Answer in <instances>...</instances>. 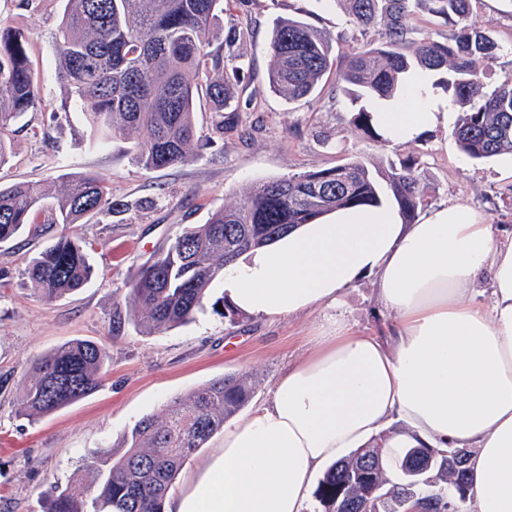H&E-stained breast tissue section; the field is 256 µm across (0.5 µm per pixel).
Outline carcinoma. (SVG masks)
<instances>
[{
    "label": "carcinoma",
    "mask_w": 512,
    "mask_h": 512,
    "mask_svg": "<svg viewBox=\"0 0 512 512\" xmlns=\"http://www.w3.org/2000/svg\"><path fill=\"white\" fill-rule=\"evenodd\" d=\"M54 37L58 76L83 108L90 142L111 136L132 141L133 162L145 169L184 165L196 158L193 120L196 99L205 95L226 110L233 87L224 76L223 56L210 49L209 33L223 0H64ZM352 27L378 32L336 72V90L354 102L391 100L407 74L425 69L434 87L462 110L454 135L460 151L475 161L512 155L511 55L470 19L480 0H339ZM426 13L444 20L448 33L425 36L414 24ZM264 82L295 102L314 93L335 60L330 37L296 19H285L270 39ZM508 70L493 83L488 69ZM38 100L34 70L23 33L0 24V165L11 153L7 138L15 121ZM389 189L405 223L431 204L419 159L408 156L387 174ZM372 171L353 159L336 167L260 182L232 207L215 210L204 224L186 227L165 250L142 265L127 296L128 313L146 333H162L192 320L203 309L214 279L238 255L265 245L298 224L336 208L381 202ZM49 190L32 182L0 187V244L34 223L39 210L54 211L53 223L78 224L114 209L108 179L88 173L44 204ZM31 290L45 302L83 288L93 275L86 248L62 233L29 262ZM107 347L90 340L67 341L32 363L18 413L31 422L71 405L96 390L107 373ZM254 393L251 377L226 374L170 401L159 416L140 420L124 438L126 451L114 458L101 448L84 460L87 478L53 485L41 497V512H165L169 488L186 460L224 429ZM374 442L331 467L315 491L319 512H347L349 501L369 512H402L406 499L403 461L391 474ZM446 448L435 455L427 481L413 487L425 502L438 497L454 512L468 500L456 490L470 482L469 450L448 466Z\"/></svg>",
    "instance_id": "cac0c4a2"
}]
</instances>
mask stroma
Instances as JSON below:
<instances>
[{
    "mask_svg": "<svg viewBox=\"0 0 512 512\" xmlns=\"http://www.w3.org/2000/svg\"><path fill=\"white\" fill-rule=\"evenodd\" d=\"M63 8V0H0V23L26 36L39 98L13 127L0 185L40 181L55 191L83 173H100L109 178L118 208L66 230L41 220L0 246V512H41L40 497L52 483L80 477L94 451L121 447L138 421L160 414L170 400L242 370L252 377L257 404L288 365L307 355L322 319L318 310L278 319L244 315L233 325L213 310L218 294L212 291L192 321L160 334L142 333L127 316L126 296L141 264L184 227L236 204L256 183L351 159L382 173L411 153L422 164L433 205H468L501 234L512 233V170L498 157L467 158L453 126L390 146L352 124L349 104L336 98L334 75L292 103L262 83L281 19L298 17L324 31L338 58L376 40V33L354 31L335 0H224L211 47L223 50L225 69L243 67L245 77L229 111H215L204 98L197 102L200 140L193 162L149 171L134 165L128 140L90 148L83 111L58 78L54 33ZM473 21L501 44H512V0H481ZM232 28L242 38L229 48ZM64 230L91 245L94 276L86 287L47 303L32 294L24 270ZM341 312L356 332L382 339L394 321L368 278L345 291ZM74 338L108 346L111 364L99 388L38 422L20 417L17 403L33 360Z\"/></svg>",
    "mask_w": 512,
    "mask_h": 512,
    "instance_id": "1",
    "label": "stroma"
}]
</instances>
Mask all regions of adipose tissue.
<instances>
[{
	"instance_id": "ef3b65f1",
	"label": "adipose tissue",
	"mask_w": 512,
	"mask_h": 512,
	"mask_svg": "<svg viewBox=\"0 0 512 512\" xmlns=\"http://www.w3.org/2000/svg\"><path fill=\"white\" fill-rule=\"evenodd\" d=\"M428 72L371 115L406 145L447 124ZM372 277L394 313L392 344L333 316ZM214 285L240 313L326 310L313 347L270 396L226 423L220 447L166 512H304L316 472L372 440L383 464L407 448H468L469 512H512V239L461 204L404 223L396 202L338 209L244 253ZM400 430L387 432L391 420Z\"/></svg>"
}]
</instances>
